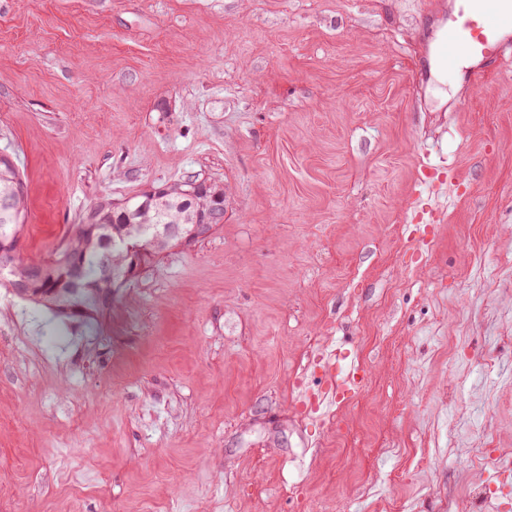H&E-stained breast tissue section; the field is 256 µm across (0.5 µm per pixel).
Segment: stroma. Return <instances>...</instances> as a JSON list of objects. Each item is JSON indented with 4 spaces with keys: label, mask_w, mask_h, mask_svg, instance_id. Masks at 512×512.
Returning a JSON list of instances; mask_svg holds the SVG:
<instances>
[{
    "label": "stroma",
    "mask_w": 512,
    "mask_h": 512,
    "mask_svg": "<svg viewBox=\"0 0 512 512\" xmlns=\"http://www.w3.org/2000/svg\"><path fill=\"white\" fill-rule=\"evenodd\" d=\"M435 2L0 0L23 258L102 199L224 191L97 329L0 288V512H495L512 68L420 75Z\"/></svg>",
    "instance_id": "stroma-1"
}]
</instances>
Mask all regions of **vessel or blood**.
Wrapping results in <instances>:
<instances>
[{"label":"vessel or blood","mask_w":512,"mask_h":512,"mask_svg":"<svg viewBox=\"0 0 512 512\" xmlns=\"http://www.w3.org/2000/svg\"><path fill=\"white\" fill-rule=\"evenodd\" d=\"M464 52L473 61L474 88L488 71L512 62V0H450L434 54L451 70Z\"/></svg>","instance_id":"vessel-or-blood-1"}]
</instances>
